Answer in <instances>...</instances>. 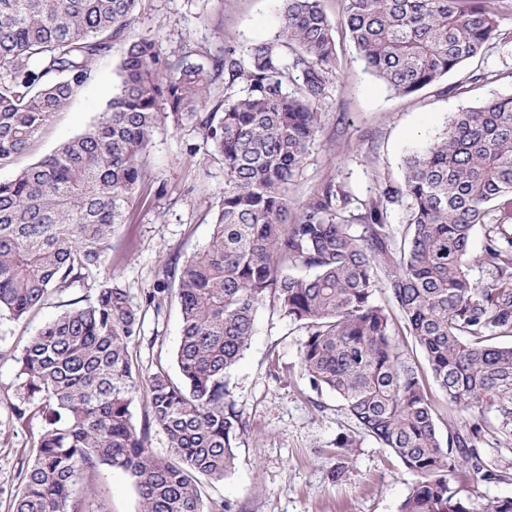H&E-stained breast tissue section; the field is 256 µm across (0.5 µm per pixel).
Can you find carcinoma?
I'll list each match as a JSON object with an SVG mask.
<instances>
[{"mask_svg": "<svg viewBox=\"0 0 512 512\" xmlns=\"http://www.w3.org/2000/svg\"><path fill=\"white\" fill-rule=\"evenodd\" d=\"M136 2L0 0V164L67 108ZM281 2L276 39L245 54L228 46L211 70L166 60L159 36L129 42L101 116L0 181V312L20 319L101 266L162 121L194 118L224 161L208 245L162 268L181 314L178 379L134 360L145 312L110 274L93 302L44 324L16 358L11 410L44 426L13 512H80L103 466L129 475L140 512H215L203 485L231 475L246 432L226 373L268 298L306 330L300 366L311 387L333 392L416 477L399 512H512V498L478 507L450 484L463 468L512 480V467L484 456L478 423L442 443L425 380L394 339L400 317L433 382L451 402L495 412V440L512 454V95L454 113L360 213L331 182L296 205L289 185L318 132L313 104L326 96L336 40L322 0ZM499 2L344 0V25L367 68L411 95L499 36ZM220 78L224 107L207 112ZM395 206L406 214L399 235L388 221ZM492 208L500 217L475 258L474 227ZM475 264L490 272L482 284ZM300 267L312 274H292ZM382 289L396 310L376 301ZM153 425L167 437L163 455L150 448Z\"/></svg>", "mask_w": 512, "mask_h": 512, "instance_id": "1", "label": "carcinoma"}]
</instances>
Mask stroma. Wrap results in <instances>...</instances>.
Wrapping results in <instances>:
<instances>
[{"mask_svg": "<svg viewBox=\"0 0 512 512\" xmlns=\"http://www.w3.org/2000/svg\"><path fill=\"white\" fill-rule=\"evenodd\" d=\"M335 28L336 67L327 95L314 106L321 122L299 174L289 189L305 201L328 181L348 191L353 205L368 202L382 182L402 177L404 158L434 139L453 113L512 94V0H503L499 37L481 55L411 95H399L371 74L341 25V0H323ZM280 27L279 0H138L125 36L92 63L90 79L68 107L57 113L30 150L0 165V180L11 179L85 130L104 111L118 84V66L128 41L164 32L165 52L188 51L193 63L211 68L225 46L239 53L274 39ZM224 189V163L212 154L193 120L160 123L152 137L141 183L102 267L45 305L16 320L0 315V512H10V494L19 473L32 461L39 419H14L19 367L15 361L28 340L71 303L95 298L104 276L126 288L144 306L141 338L133 355L146 369L174 371L181 336L175 301L161 309L146 297L162 285L164 263L183 262L210 240L216 202ZM305 339L300 324L271 302L259 304L254 332L241 359L229 370L236 409L247 425L234 472L206 486L208 504L223 512H398L414 477L375 440L359 436L335 395L311 388L299 363ZM429 396L440 435L494 422L449 402L437 386ZM356 440L339 455L336 440ZM99 503L86 512H138L130 477L101 468Z\"/></svg>", "mask_w": 512, "mask_h": 512, "instance_id": "35a3bbf8", "label": "stroma"}]
</instances>
